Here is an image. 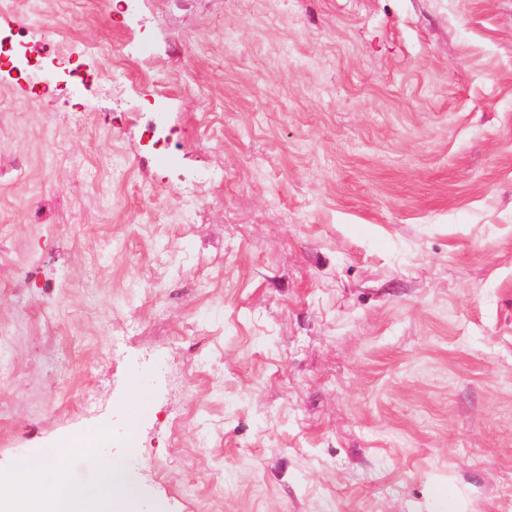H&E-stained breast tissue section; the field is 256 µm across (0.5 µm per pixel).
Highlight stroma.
<instances>
[{
  "mask_svg": "<svg viewBox=\"0 0 512 512\" xmlns=\"http://www.w3.org/2000/svg\"><path fill=\"white\" fill-rule=\"evenodd\" d=\"M0 38V474L105 431L67 472L121 512H512V0H0ZM65 53L97 83L42 92Z\"/></svg>",
  "mask_w": 512,
  "mask_h": 512,
  "instance_id": "obj_1",
  "label": "stroma"
}]
</instances>
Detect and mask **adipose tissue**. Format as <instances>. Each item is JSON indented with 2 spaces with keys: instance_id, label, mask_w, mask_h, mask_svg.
I'll use <instances>...</instances> for the list:
<instances>
[{
  "instance_id": "obj_1",
  "label": "adipose tissue",
  "mask_w": 512,
  "mask_h": 512,
  "mask_svg": "<svg viewBox=\"0 0 512 512\" xmlns=\"http://www.w3.org/2000/svg\"><path fill=\"white\" fill-rule=\"evenodd\" d=\"M99 476L92 481L60 479L44 482L38 470H31L21 486L12 478L0 476V501L8 512H112L114 502L132 501L134 488L115 479V467L106 458H98Z\"/></svg>"
}]
</instances>
